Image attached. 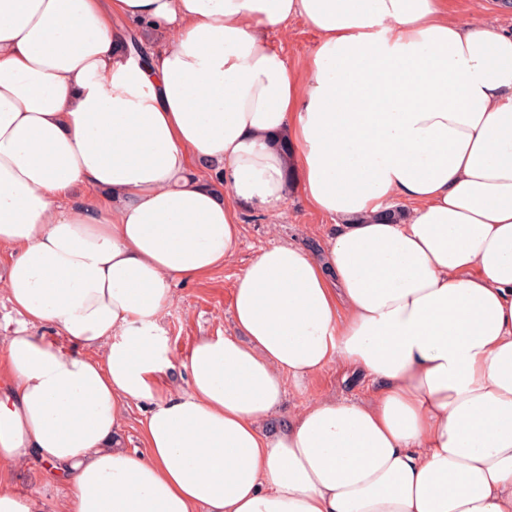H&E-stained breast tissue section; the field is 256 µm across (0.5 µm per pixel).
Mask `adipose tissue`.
I'll return each instance as SVG.
<instances>
[{
  "label": "adipose tissue",
  "instance_id": "obj_1",
  "mask_svg": "<svg viewBox=\"0 0 512 512\" xmlns=\"http://www.w3.org/2000/svg\"><path fill=\"white\" fill-rule=\"evenodd\" d=\"M293 19L319 36L301 72L268 37ZM134 31L166 35L150 64ZM292 189L341 231L260 250L234 333L176 361L178 283ZM1 249L24 326L0 345V471L37 462L66 497L0 483V512H512V29L490 17L0 0ZM338 361L373 390L266 431L287 380Z\"/></svg>",
  "mask_w": 512,
  "mask_h": 512
}]
</instances>
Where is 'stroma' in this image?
Instances as JSON below:
<instances>
[{
  "label": "stroma",
  "mask_w": 512,
  "mask_h": 512,
  "mask_svg": "<svg viewBox=\"0 0 512 512\" xmlns=\"http://www.w3.org/2000/svg\"><path fill=\"white\" fill-rule=\"evenodd\" d=\"M272 45L296 69H303L318 35L299 20L286 30L269 35ZM243 236L235 257L224 268L194 283H181L175 289L173 304L163 316L170 346L176 358H185L202 336H220L232 330V300L236 279L260 249L275 242L293 243L317 251L338 226L331 218L311 209L303 196L291 194L276 221L261 211L241 215ZM370 382L355 367L335 363L304 385L288 383L287 395L279 411L269 420L268 430L284 427L291 413L316 398L357 399L366 395Z\"/></svg>",
  "instance_id": "35a3bbf8"
}]
</instances>
